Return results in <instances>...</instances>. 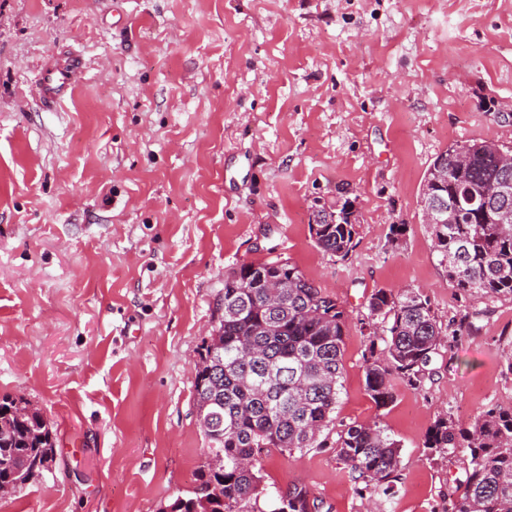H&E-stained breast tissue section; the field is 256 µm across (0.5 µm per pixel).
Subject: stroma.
<instances>
[{
    "mask_svg": "<svg viewBox=\"0 0 512 512\" xmlns=\"http://www.w3.org/2000/svg\"><path fill=\"white\" fill-rule=\"evenodd\" d=\"M81 65L49 102L44 71ZM512 147V0H0V396L51 422L50 471L0 512H160L207 441L193 381L224 276L285 259L349 311L340 423L400 443L389 503L331 448L265 453L264 512L306 485L331 512H444L462 462L424 442L512 406V299L464 296L420 192L454 143ZM351 200L357 246L318 250L311 208ZM401 225L392 234V225ZM380 288L472 314L424 390L365 391Z\"/></svg>",
    "mask_w": 512,
    "mask_h": 512,
    "instance_id": "1",
    "label": "stroma"
}]
</instances>
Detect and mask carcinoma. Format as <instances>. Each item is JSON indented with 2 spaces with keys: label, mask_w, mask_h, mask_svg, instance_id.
<instances>
[{
  "label": "carcinoma",
  "mask_w": 512,
  "mask_h": 512,
  "mask_svg": "<svg viewBox=\"0 0 512 512\" xmlns=\"http://www.w3.org/2000/svg\"><path fill=\"white\" fill-rule=\"evenodd\" d=\"M503 150L477 139L449 146L430 164L420 194L425 200L436 174L446 172L444 197L455 221L430 225L433 251L448 283L470 295L512 298V223H497L503 210L512 211V198L505 204L496 194ZM351 209L346 200L335 210L317 205L311 213V237L331 258L343 260L357 245ZM281 276L288 287L271 301L267 283ZM367 319L365 387L383 408L395 400V381L423 388L443 336L428 298L416 289L376 290ZM346 324L339 298L288 261L245 263L224 275V313L203 341L193 382L206 454L222 455L224 465L202 461L190 495L176 497L163 512H264L261 458L270 448L288 455L334 448L357 495L396 496L400 444L381 422L336 429ZM26 406L21 398H0V476L21 472L18 490L49 470L56 455L50 421ZM425 447L466 462L463 493L448 497V512H512V407H488L466 427L443 414ZM321 504L294 483L278 493L272 512H320Z\"/></svg>",
  "instance_id": "cac0c4a2"
}]
</instances>
